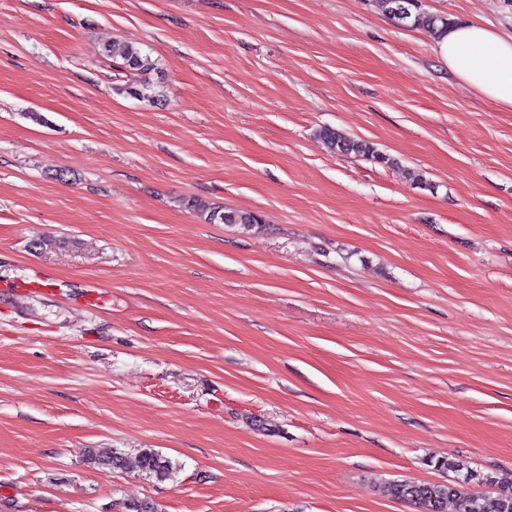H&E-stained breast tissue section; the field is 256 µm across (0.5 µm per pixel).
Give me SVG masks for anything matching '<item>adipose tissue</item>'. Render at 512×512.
Returning a JSON list of instances; mask_svg holds the SVG:
<instances>
[{
  "instance_id": "adipose-tissue-1",
  "label": "adipose tissue",
  "mask_w": 512,
  "mask_h": 512,
  "mask_svg": "<svg viewBox=\"0 0 512 512\" xmlns=\"http://www.w3.org/2000/svg\"><path fill=\"white\" fill-rule=\"evenodd\" d=\"M435 51L462 86L512 110V35L477 22L454 23Z\"/></svg>"
}]
</instances>
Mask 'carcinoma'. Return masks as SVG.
Here are the masks:
<instances>
[{
  "mask_svg": "<svg viewBox=\"0 0 512 512\" xmlns=\"http://www.w3.org/2000/svg\"><path fill=\"white\" fill-rule=\"evenodd\" d=\"M388 14L400 24L421 26L432 37H437L448 27L445 15H421L413 13L417 0H385ZM105 56L120 62L122 69L131 76L147 74L156 69V63L136 41H114L104 48ZM130 97L158 103L163 95L146 81L134 80L121 88ZM320 138L328 148L342 155H355L372 159L380 164L394 166L396 159L379 152L371 143L355 139L339 130L323 127ZM189 208L200 213L210 224L223 223L239 226L246 231L261 227L262 217L248 210L207 207L195 199L187 200ZM83 461L103 471L122 469L127 464L124 453L118 448H86ZM141 474L158 482L169 480L174 474V464L151 448L143 449L137 459ZM436 468L452 473L439 482L392 481L384 486V493L400 502L415 507L417 512H446L453 504L455 512H512V472H483L470 467L469 463L447 458L436 462ZM479 490H474V487Z\"/></svg>",
  "mask_w": 512,
  "mask_h": 512,
  "instance_id": "obj_1",
  "label": "carcinoma"
}]
</instances>
